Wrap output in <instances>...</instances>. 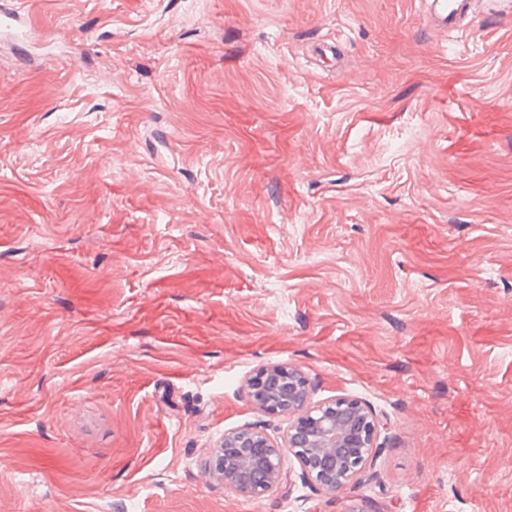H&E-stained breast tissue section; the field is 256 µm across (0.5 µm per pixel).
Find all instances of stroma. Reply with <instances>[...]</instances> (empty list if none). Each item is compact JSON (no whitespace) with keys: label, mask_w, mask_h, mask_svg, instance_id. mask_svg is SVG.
Masks as SVG:
<instances>
[{"label":"stroma","mask_w":512,"mask_h":512,"mask_svg":"<svg viewBox=\"0 0 512 512\" xmlns=\"http://www.w3.org/2000/svg\"><path fill=\"white\" fill-rule=\"evenodd\" d=\"M0 39V512H512V12L27 0ZM335 40L336 65L319 60ZM288 363L374 479L203 470ZM468 0H420L421 12L428 26L444 32L459 31L463 26Z\"/></svg>","instance_id":"obj_1"}]
</instances>
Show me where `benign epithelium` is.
Wrapping results in <instances>:
<instances>
[{"label":"benign epithelium","mask_w":512,"mask_h":512,"mask_svg":"<svg viewBox=\"0 0 512 512\" xmlns=\"http://www.w3.org/2000/svg\"><path fill=\"white\" fill-rule=\"evenodd\" d=\"M313 393L309 377L290 364L263 366L249 379L250 404L267 415L288 417V427L279 442L252 427L224 434L206 466L226 492L252 499L278 490L291 459L300 479L326 493L374 477L387 420L359 398L315 402Z\"/></svg>","instance_id":"7a95c632"}]
</instances>
